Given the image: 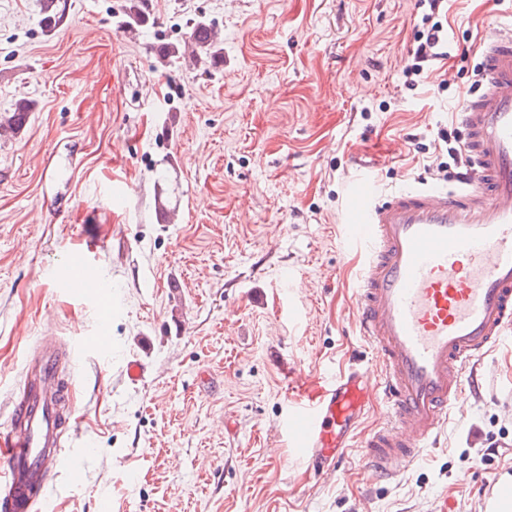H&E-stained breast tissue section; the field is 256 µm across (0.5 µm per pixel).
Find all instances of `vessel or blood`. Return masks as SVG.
Instances as JSON below:
<instances>
[{"mask_svg": "<svg viewBox=\"0 0 512 512\" xmlns=\"http://www.w3.org/2000/svg\"><path fill=\"white\" fill-rule=\"evenodd\" d=\"M479 53L484 81L461 111L465 172L386 195L363 171L346 184L342 243L363 258L357 325L380 380L351 365L288 388L283 428L314 469L340 463L376 397L390 421L363 440V463L374 478L399 477L436 446L478 375L495 374L491 352L512 343V13ZM59 364L45 343L0 423V512H37L53 476L80 473L65 451ZM476 512H512V472L486 485Z\"/></svg>", "mask_w": 512, "mask_h": 512, "instance_id": "obj_1", "label": "vessel or blood"}]
</instances>
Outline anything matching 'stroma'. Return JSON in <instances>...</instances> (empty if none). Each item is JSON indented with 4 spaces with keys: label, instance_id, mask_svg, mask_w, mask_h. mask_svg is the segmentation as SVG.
<instances>
[{
    "label": "stroma",
    "instance_id": "obj_1",
    "mask_svg": "<svg viewBox=\"0 0 512 512\" xmlns=\"http://www.w3.org/2000/svg\"><path fill=\"white\" fill-rule=\"evenodd\" d=\"M127 3L56 0L50 29L42 0H0V118L34 102L0 137V423L54 339L76 347L68 445L92 447L47 512H473L512 467V349L392 481L358 447L308 468L281 422L289 382L373 366L340 236L354 149L383 191L445 182L442 135L512 0H450V56L414 90L417 0ZM198 20L219 58L190 39ZM78 245L114 302L105 357L92 300L65 286Z\"/></svg>",
    "mask_w": 512,
    "mask_h": 512
}]
</instances>
